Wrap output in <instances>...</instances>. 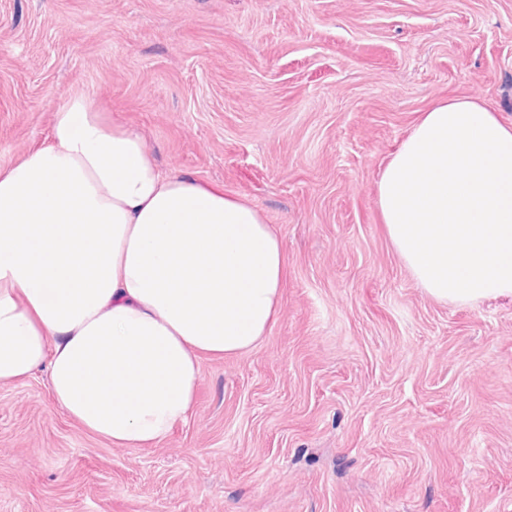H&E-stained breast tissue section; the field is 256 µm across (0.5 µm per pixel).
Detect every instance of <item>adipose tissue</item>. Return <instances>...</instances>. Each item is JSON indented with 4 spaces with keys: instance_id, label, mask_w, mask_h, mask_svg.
Listing matches in <instances>:
<instances>
[{
    "instance_id": "obj_1",
    "label": "adipose tissue",
    "mask_w": 512,
    "mask_h": 512,
    "mask_svg": "<svg viewBox=\"0 0 512 512\" xmlns=\"http://www.w3.org/2000/svg\"><path fill=\"white\" fill-rule=\"evenodd\" d=\"M388 238L430 297H512V124L477 97L423 113L376 187ZM288 263L243 198L162 173L87 95L45 145L0 168V385L49 368L55 404L120 448L164 440L202 356L256 348Z\"/></svg>"
}]
</instances>
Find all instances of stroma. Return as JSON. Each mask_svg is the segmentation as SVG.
Returning a JSON list of instances; mask_svg holds the SVG:
<instances>
[{
    "mask_svg": "<svg viewBox=\"0 0 512 512\" xmlns=\"http://www.w3.org/2000/svg\"><path fill=\"white\" fill-rule=\"evenodd\" d=\"M74 94L256 207L288 278L157 445L0 385V512H512V298L432 299L375 203L439 100L512 123V0H0V167Z\"/></svg>",
    "mask_w": 512,
    "mask_h": 512,
    "instance_id": "stroma-1",
    "label": "stroma"
}]
</instances>
